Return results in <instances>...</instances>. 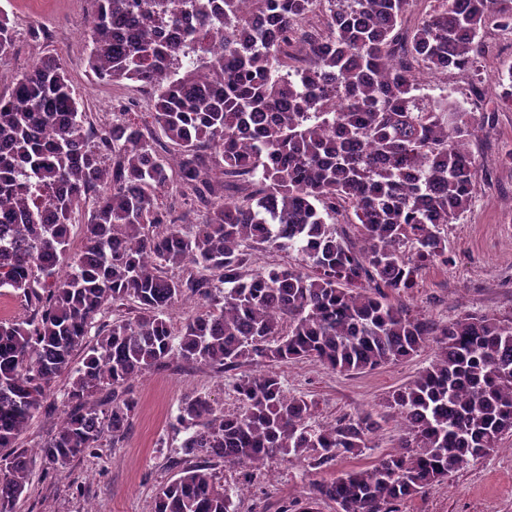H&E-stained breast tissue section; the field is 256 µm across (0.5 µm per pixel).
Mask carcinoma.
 <instances>
[{"mask_svg": "<svg viewBox=\"0 0 512 512\" xmlns=\"http://www.w3.org/2000/svg\"><path fill=\"white\" fill-rule=\"evenodd\" d=\"M414 2L93 0L89 67L150 88L152 125L175 156L131 122L133 106L85 126L53 56L0 96V289L34 305L0 321V512H17L32 465L19 439L64 374V415L36 451L61 466L122 441L137 409L127 383L175 358L220 373L314 358L349 374L436 344L392 396L400 451L310 483L279 512L324 501L394 512L512 437V318L442 323L393 302L448 266L444 227L477 190L469 144L512 108V64L478 116L422 93L420 76L477 74L481 31H512V0H422L413 15ZM186 23L188 37L167 36ZM298 26L305 66L292 52ZM13 46L0 15V61ZM207 148L221 157L214 170ZM89 199L75 250L72 215ZM202 208L209 217L186 225ZM257 249L294 252L295 263L254 269ZM188 292L206 307L175 328L164 314ZM126 305L137 315L107 319ZM234 389L232 413L207 394L182 400V448L199 462L159 488L154 512H236L215 460L245 468L288 455L323 468L377 447L369 412L310 427L314 402L288 395L271 368Z\"/></svg>", "mask_w": 512, "mask_h": 512, "instance_id": "obj_1", "label": "carcinoma"}]
</instances>
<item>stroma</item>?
Wrapping results in <instances>:
<instances>
[{
    "instance_id": "stroma-1",
    "label": "stroma",
    "mask_w": 512,
    "mask_h": 512,
    "mask_svg": "<svg viewBox=\"0 0 512 512\" xmlns=\"http://www.w3.org/2000/svg\"><path fill=\"white\" fill-rule=\"evenodd\" d=\"M91 11L92 0H0V13L8 15L15 30L14 51L0 61V95H9L16 78L50 54L68 71L73 95L84 101L94 124L111 120L116 101L141 97L142 89L130 83L114 85L112 97L97 94L99 81L87 61L91 41L85 19ZM470 148L480 164L479 184L470 209L444 231L452 262L423 272L404 298L413 310L444 322L464 311L512 317V163L502 159L512 149V109L497 112L493 131L480 133ZM435 353L430 344L409 360L354 375L331 371L313 359L276 365L289 394L314 401L310 426L369 412L380 424L379 448L330 469L278 457L251 466L248 481L240 468L217 464L218 476L240 488L239 512H278L283 502L304 498L309 481L395 451L402 420L392 396ZM252 370L247 363L221 376L175 360L138 376L131 383L138 406L126 438L100 448L98 458L74 460L51 473L41 458H34L19 512H151L158 488L194 462L181 448L187 433L175 421L181 401L206 393L218 407L237 410L234 384ZM67 384L64 376L54 383L52 406L30 422L19 440L23 448L33 449L54 433ZM400 512H512V438L463 465L447 482L426 489Z\"/></svg>"
}]
</instances>
